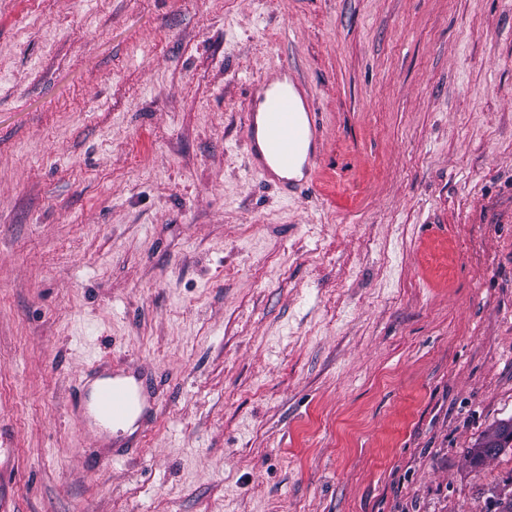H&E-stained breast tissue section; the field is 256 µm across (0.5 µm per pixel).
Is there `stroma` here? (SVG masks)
I'll return each instance as SVG.
<instances>
[{
  "mask_svg": "<svg viewBox=\"0 0 512 512\" xmlns=\"http://www.w3.org/2000/svg\"><path fill=\"white\" fill-rule=\"evenodd\" d=\"M280 65L296 200L246 161ZM129 358L157 407L97 443ZM509 419L512 0H0V512H500ZM245 126L249 169L293 196L313 184L325 131L308 88L288 66L267 72L248 89ZM139 362L130 361L122 369H110L103 378L92 380L101 373L102 364H98L93 366L92 374L81 380L78 392L71 398V412L87 426L94 439L111 427L131 422L137 432L142 430L153 406L140 380L144 363ZM101 379L105 380L96 382ZM491 445L493 448H488ZM512 447V421L498 426L488 434L475 448L471 454L476 459L484 457L492 458L498 455L505 448Z\"/></svg>",
  "mask_w": 512,
  "mask_h": 512,
  "instance_id": "stroma-1",
  "label": "stroma"
}]
</instances>
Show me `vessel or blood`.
<instances>
[{"mask_svg":"<svg viewBox=\"0 0 512 512\" xmlns=\"http://www.w3.org/2000/svg\"><path fill=\"white\" fill-rule=\"evenodd\" d=\"M248 95L249 168L295 195L313 184L324 150L325 131L311 94L289 67L281 66L252 82ZM141 369L139 362L131 361L108 370L103 381L81 380L71 398V411L91 437L128 423L143 428L152 405L140 380Z\"/></svg>","mask_w":512,"mask_h":512,"instance_id":"vessel-or-blood-1","label":"vessel or blood"}]
</instances>
